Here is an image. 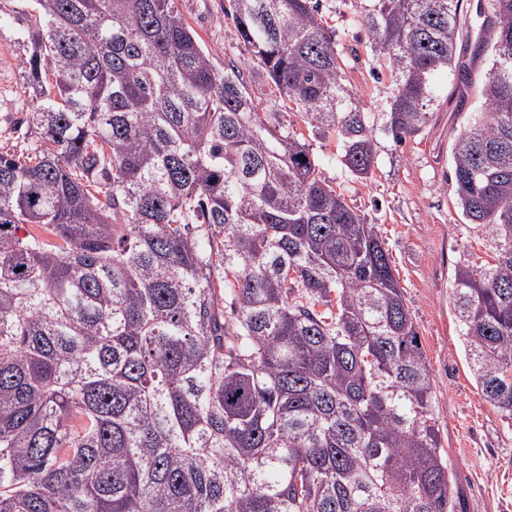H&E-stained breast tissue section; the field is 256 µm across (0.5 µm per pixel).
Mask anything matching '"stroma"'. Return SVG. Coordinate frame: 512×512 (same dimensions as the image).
Listing matches in <instances>:
<instances>
[{"instance_id": "35a3bbf8", "label": "stroma", "mask_w": 512, "mask_h": 512, "mask_svg": "<svg viewBox=\"0 0 512 512\" xmlns=\"http://www.w3.org/2000/svg\"><path fill=\"white\" fill-rule=\"evenodd\" d=\"M324 19L336 29L346 78L366 111H383L388 79L377 76L368 37L351 0H325ZM183 18L211 50L217 64L248 57L235 36L230 0H175ZM17 25L0 18V152L26 153L32 141L24 119L31 100L22 87ZM433 118L402 146L378 144L375 175L368 184L351 180L336 159L334 139L314 138L322 180L330 183L377 224L396 278L419 332L436 393L435 417L448 466L458 478L461 512H512V422L485 400L466 361L450 304L455 268L490 262L492 246L465 221L451 177L452 144L467 125L476 100L458 109L452 76L435 73Z\"/></svg>"}]
</instances>
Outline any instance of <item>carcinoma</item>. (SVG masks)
I'll use <instances>...</instances> for the list:
<instances>
[{
	"instance_id": "1",
	"label": "carcinoma",
	"mask_w": 512,
	"mask_h": 512,
	"mask_svg": "<svg viewBox=\"0 0 512 512\" xmlns=\"http://www.w3.org/2000/svg\"><path fill=\"white\" fill-rule=\"evenodd\" d=\"M12 2L35 147L0 153V512H456L378 225L274 108L370 181L377 134L428 126L462 0H359L380 124L321 0H231L250 58L222 72L174 0ZM481 27L452 175L494 257L451 300L512 421V0Z\"/></svg>"
}]
</instances>
